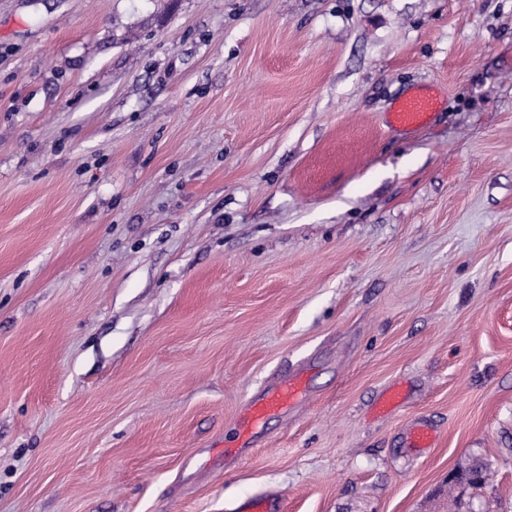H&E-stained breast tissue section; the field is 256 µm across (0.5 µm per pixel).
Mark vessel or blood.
<instances>
[{"instance_id": "vessel-or-blood-1", "label": "vessel or blood", "mask_w": 512, "mask_h": 512, "mask_svg": "<svg viewBox=\"0 0 512 512\" xmlns=\"http://www.w3.org/2000/svg\"><path fill=\"white\" fill-rule=\"evenodd\" d=\"M438 106L439 99L433 89L414 90L396 104L390 124L399 129L421 128L428 123ZM304 396L305 385L301 376L293 375L278 380L249 401L237 421V445L226 451V459H238L264 433L268 420L287 414L303 401Z\"/></svg>"}]
</instances>
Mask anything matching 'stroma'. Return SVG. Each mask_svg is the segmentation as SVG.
I'll use <instances>...</instances> for the list:
<instances>
[{"mask_svg":"<svg viewBox=\"0 0 512 512\" xmlns=\"http://www.w3.org/2000/svg\"><path fill=\"white\" fill-rule=\"evenodd\" d=\"M475 458L512 512V0H0V512H448ZM439 106L437 94L431 88L412 91L399 100L391 112L390 124L399 129H418L426 125ZM304 396L305 385L298 374L278 380L261 395L249 401L237 421V446L225 450L226 459L236 461L264 433L268 420L287 414L303 401Z\"/></svg>","mask_w":512,"mask_h":512,"instance_id":"stroma-1","label":"stroma"}]
</instances>
